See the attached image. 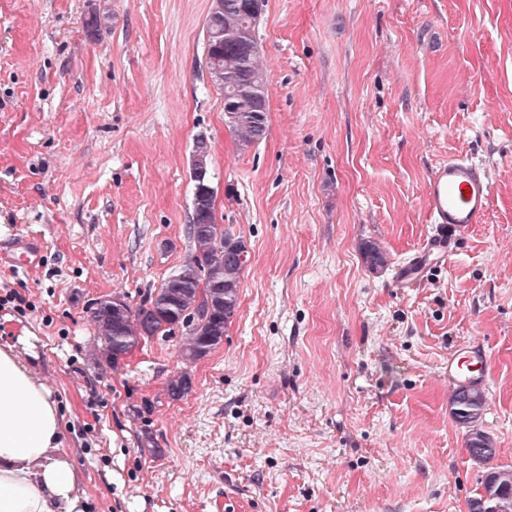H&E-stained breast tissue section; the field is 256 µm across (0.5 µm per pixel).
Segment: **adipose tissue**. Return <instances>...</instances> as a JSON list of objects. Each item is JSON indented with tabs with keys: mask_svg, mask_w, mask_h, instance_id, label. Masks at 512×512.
<instances>
[{
	"mask_svg": "<svg viewBox=\"0 0 512 512\" xmlns=\"http://www.w3.org/2000/svg\"><path fill=\"white\" fill-rule=\"evenodd\" d=\"M63 446L60 408L35 359L0 345V512H86Z\"/></svg>",
	"mask_w": 512,
	"mask_h": 512,
	"instance_id": "1",
	"label": "adipose tissue"
}]
</instances>
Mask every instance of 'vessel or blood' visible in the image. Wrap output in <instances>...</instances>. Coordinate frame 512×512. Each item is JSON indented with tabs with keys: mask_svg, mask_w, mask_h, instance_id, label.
<instances>
[{
	"mask_svg": "<svg viewBox=\"0 0 512 512\" xmlns=\"http://www.w3.org/2000/svg\"><path fill=\"white\" fill-rule=\"evenodd\" d=\"M491 201L486 169L468 157L454 155L439 162L428 177L425 207L433 232L423 248L399 270L396 287L407 288L425 264L448 265L456 237L470 225L484 223ZM487 376V353L473 345L448 357V379L460 385H481Z\"/></svg>",
	"mask_w": 512,
	"mask_h": 512,
	"instance_id": "vessel-or-blood-1",
	"label": "vessel or blood"
}]
</instances>
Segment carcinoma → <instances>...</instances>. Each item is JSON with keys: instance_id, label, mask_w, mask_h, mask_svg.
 Segmentation results:
<instances>
[{"instance_id": "1", "label": "carcinoma", "mask_w": 512, "mask_h": 512, "mask_svg": "<svg viewBox=\"0 0 512 512\" xmlns=\"http://www.w3.org/2000/svg\"><path fill=\"white\" fill-rule=\"evenodd\" d=\"M254 0H218L216 10L206 20L205 64L212 80L224 95V105L236 104L234 122L228 125L239 145L248 147L267 135V87L269 77L259 56H245L242 42L253 29ZM188 235L190 253L155 293L142 303L126 304L120 314L112 313V303L93 306L90 318L102 350L114 363L119 352L136 348L142 341L171 332L194 314L197 301L210 297L212 311L206 322L190 325L184 359L193 362L219 345L228 320L239 305V289L245 262L239 258L241 240L217 223L216 208L203 203L192 210ZM371 270L387 263L386 253L376 244L365 248ZM192 389L190 374L169 380L166 394L172 401L186 397ZM451 415L468 428L467 448L473 459L483 463L496 455L491 437L480 428L485 408L479 388L459 389L453 394ZM470 512H512V470L490 469L483 492L470 503Z\"/></svg>"}]
</instances>
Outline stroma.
<instances>
[{
	"label": "stroma",
	"instance_id": "stroma-1",
	"mask_svg": "<svg viewBox=\"0 0 512 512\" xmlns=\"http://www.w3.org/2000/svg\"><path fill=\"white\" fill-rule=\"evenodd\" d=\"M211 3L0 0V254L42 244L0 263V345L34 343L87 512H469L512 469V0H267L268 133L246 149L204 66ZM200 134L248 250L239 306L200 360L177 329L110 364L90 309L139 304L188 254ZM451 154L489 169L488 221L393 287ZM468 343L488 354L487 464L450 413Z\"/></svg>",
	"mask_w": 512,
	"mask_h": 512
}]
</instances>
